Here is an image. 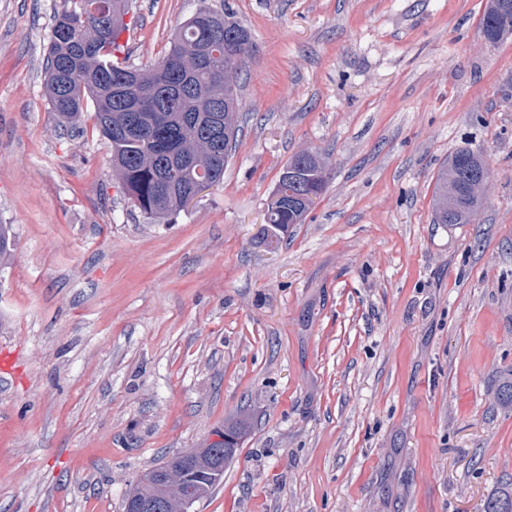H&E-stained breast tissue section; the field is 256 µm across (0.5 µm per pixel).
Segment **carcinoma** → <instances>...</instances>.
I'll list each match as a JSON object with an SVG mask.
<instances>
[{"mask_svg": "<svg viewBox=\"0 0 512 512\" xmlns=\"http://www.w3.org/2000/svg\"><path fill=\"white\" fill-rule=\"evenodd\" d=\"M129 0H59L55 7L45 91L64 126L75 127L92 113L93 129L112 147V168L128 199L157 222L179 213L196 181L224 178L231 147L224 146V125L237 128L239 74L253 46L251 31L230 8L196 10L174 35L168 50L148 70L114 60L117 40L125 30ZM512 27V0H487L480 27L489 41L502 39ZM299 180L282 183V197L270 200L264 235L277 240L302 223L304 212L287 202L299 189L313 196L326 185L319 157L302 152L288 160ZM488 172L483 154L470 148L455 151L435 177L433 212L437 224H469L483 206L474 180ZM12 252L11 225L0 224V266ZM241 420L224 424V447L186 459L170 458L180 477L199 490L198 500L220 485L212 478L219 461L229 465L244 434ZM131 494L161 501L173 489L140 478ZM483 512H512V489L483 504Z\"/></svg>", "mask_w": 512, "mask_h": 512, "instance_id": "1", "label": "carcinoma"}]
</instances>
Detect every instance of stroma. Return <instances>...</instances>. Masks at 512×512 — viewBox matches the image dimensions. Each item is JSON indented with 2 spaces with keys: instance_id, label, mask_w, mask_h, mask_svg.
I'll list each match as a JSON object with an SVG mask.
<instances>
[{
  "instance_id": "stroma-1",
  "label": "stroma",
  "mask_w": 512,
  "mask_h": 512,
  "mask_svg": "<svg viewBox=\"0 0 512 512\" xmlns=\"http://www.w3.org/2000/svg\"><path fill=\"white\" fill-rule=\"evenodd\" d=\"M56 0H0V512H123L140 476L246 418L193 512H482L512 487V37L487 0H130L117 58L151 68L198 8L254 37L224 179L170 224L44 87ZM488 164L469 224L440 166ZM326 189L267 244L283 166ZM508 5V10L504 8ZM512 27V0H489L480 20L481 30L489 34L490 42H498L506 37L500 36V30L506 26ZM488 172L483 154L470 148L455 151L435 177L433 212L438 224H469L483 206L482 191H475L474 180Z\"/></svg>"
}]
</instances>
